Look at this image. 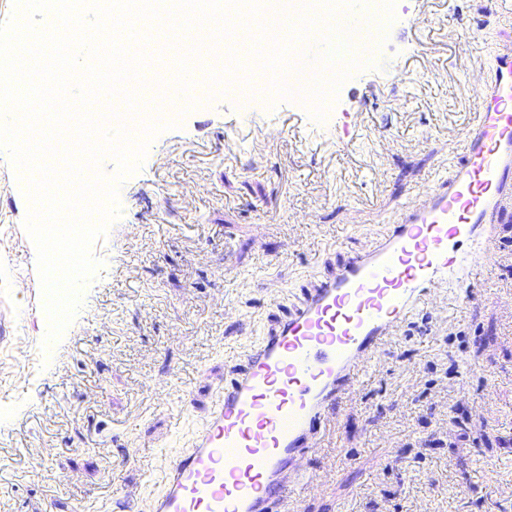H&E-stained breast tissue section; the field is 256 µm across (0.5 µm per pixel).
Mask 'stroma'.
<instances>
[{
	"mask_svg": "<svg viewBox=\"0 0 512 512\" xmlns=\"http://www.w3.org/2000/svg\"><path fill=\"white\" fill-rule=\"evenodd\" d=\"M382 4L383 43L324 119L225 89L170 117L119 182L99 272L51 342L29 202L0 158V512H152L164 457L191 448L236 356L459 164L473 83L512 19L502 0ZM489 232L486 278L440 284L337 404L298 512H512V221Z\"/></svg>",
	"mask_w": 512,
	"mask_h": 512,
	"instance_id": "1",
	"label": "stroma"
}]
</instances>
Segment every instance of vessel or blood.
I'll use <instances>...</instances> for the list:
<instances>
[{"label":"vessel or blood","instance_id":"b4317fda","mask_svg":"<svg viewBox=\"0 0 512 512\" xmlns=\"http://www.w3.org/2000/svg\"><path fill=\"white\" fill-rule=\"evenodd\" d=\"M454 174L429 186L373 249L348 256L239 360L187 453L166 458L153 512H288L311 493L304 459L366 363L448 276L485 264L488 224L512 197V52L481 80Z\"/></svg>","mask_w":512,"mask_h":512}]
</instances>
